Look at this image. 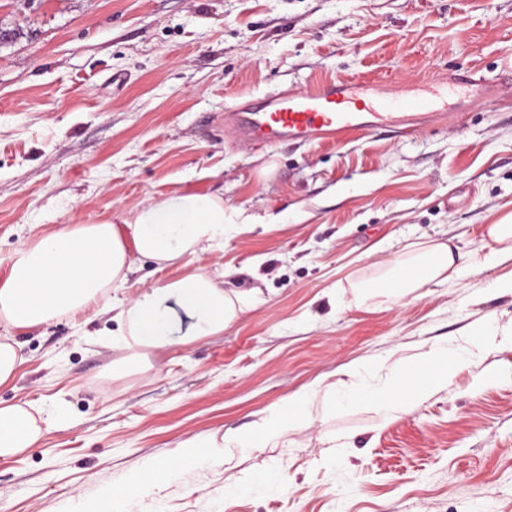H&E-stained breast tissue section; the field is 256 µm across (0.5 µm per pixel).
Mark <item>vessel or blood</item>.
<instances>
[{
	"instance_id": "obj_1",
	"label": "vessel or blood",
	"mask_w": 512,
	"mask_h": 512,
	"mask_svg": "<svg viewBox=\"0 0 512 512\" xmlns=\"http://www.w3.org/2000/svg\"><path fill=\"white\" fill-rule=\"evenodd\" d=\"M459 88L455 112L486 106L505 92L503 84L473 74L425 83L414 92L389 94L385 87L352 79L291 86L242 98L224 113V124L244 143L272 147L312 144L327 138L385 128L400 136L451 119L445 109L449 87Z\"/></svg>"
}]
</instances>
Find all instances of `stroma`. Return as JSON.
I'll return each mask as SVG.
<instances>
[{"label": "stroma", "instance_id": "1", "mask_svg": "<svg viewBox=\"0 0 512 512\" xmlns=\"http://www.w3.org/2000/svg\"><path fill=\"white\" fill-rule=\"evenodd\" d=\"M0 258L21 243L176 189L223 194L256 226L191 268L225 266L261 302L185 342V316L144 367L89 310L13 339L0 402L58 427L0 458V512H77L188 442L248 432L317 384L304 425L260 448L178 468L128 512H512V294L498 265L394 304L354 282L405 245L470 255L512 213V97L398 139L237 142L240 97L326 79L417 83L455 71L504 81L512 0H0ZM489 343H471L486 322ZM447 346L453 377L397 413L329 408L350 361L417 372Z\"/></svg>", "mask_w": 512, "mask_h": 512}]
</instances>
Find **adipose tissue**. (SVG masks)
<instances>
[{
  "label": "adipose tissue",
  "mask_w": 512,
  "mask_h": 512,
  "mask_svg": "<svg viewBox=\"0 0 512 512\" xmlns=\"http://www.w3.org/2000/svg\"><path fill=\"white\" fill-rule=\"evenodd\" d=\"M254 226L253 217L243 210L225 207L223 195L180 189L141 202L126 216L104 213L88 223L64 225L22 244L7 257V271L0 278V326L32 330L96 307L115 311L116 339L124 347L163 349L170 344L172 309L177 306L189 320L186 341L220 334L250 301L228 294L223 274L185 271V259L223 248L226 240ZM487 237L488 253L465 264L457 263L451 246L445 244L402 254L382 277L386 296L395 303L427 283H444L465 272L477 274L488 265L512 261V220L489 225ZM146 260L157 270H174V277L138 289L132 298H120L119 290ZM425 363L430 371L424 383L407 389L401 385L399 364L389 366L385 381L370 386L364 374L372 369V362L352 361L343 370V380L330 387V406L336 411L353 406L404 410L446 384L456 368L447 347L441 345L430 349ZM312 396L308 389L297 392L259 434H210L203 444L187 445L181 463L200 460L203 446L255 448L262 439L286 434L302 421ZM52 423L32 405L0 404V458L36 445Z\"/></svg>",
  "instance_id": "adipose-tissue-1"
}]
</instances>
